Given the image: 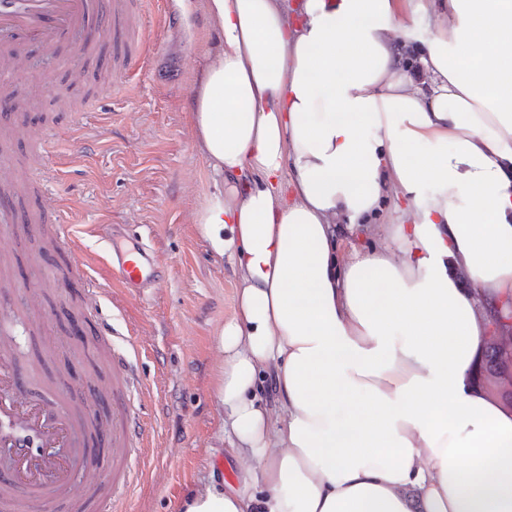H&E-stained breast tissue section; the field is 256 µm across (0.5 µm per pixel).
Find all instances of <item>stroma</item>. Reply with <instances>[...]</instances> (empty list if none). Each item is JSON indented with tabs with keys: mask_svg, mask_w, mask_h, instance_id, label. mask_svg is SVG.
I'll return each instance as SVG.
<instances>
[{
	"mask_svg": "<svg viewBox=\"0 0 512 512\" xmlns=\"http://www.w3.org/2000/svg\"><path fill=\"white\" fill-rule=\"evenodd\" d=\"M164 14L172 23H159ZM148 19L149 55L129 74L114 69L111 40L87 57L66 39L49 50L29 46L17 69L0 75L21 84V100L38 105L15 111L14 122L52 132L39 154L27 138L1 142L0 173L46 178L40 194L11 201L10 209L58 210L53 237L72 238L88 277L109 285L98 302L99 322L118 350L136 351L150 451L140 484L117 512H180L200 487L243 480L213 392L216 335L233 313L238 279L193 222L214 182L196 146L188 101L219 34L201 11L185 14L178 0H151ZM77 67L86 78L75 84ZM100 224L112 225L124 244L145 243L159 256L157 287L108 282L106 245L94 232ZM39 244L18 224L0 234V252L17 260L8 286L0 287V315L23 313L9 326L18 357L35 364L38 381L57 372L93 375L109 389L108 361L89 367L70 356L71 292L54 282L57 265L68 258L61 253L47 264L37 255Z\"/></svg>",
	"mask_w": 512,
	"mask_h": 512,
	"instance_id": "35a3bbf8",
	"label": "stroma"
}]
</instances>
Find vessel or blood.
I'll return each mask as SVG.
<instances>
[{
	"instance_id": "1",
	"label": "vessel or blood",
	"mask_w": 512,
	"mask_h": 512,
	"mask_svg": "<svg viewBox=\"0 0 512 512\" xmlns=\"http://www.w3.org/2000/svg\"><path fill=\"white\" fill-rule=\"evenodd\" d=\"M144 0H0V67L10 68L22 46L84 35L86 49L109 36L124 62L146 50L140 25ZM159 261L152 250L128 255L109 248L108 275L125 286L147 287ZM14 342L0 333V512L20 499L57 504L67 512H113L138 485L137 462L148 446L138 402L143 383L127 355L111 352L112 412L103 414L96 386L76 395L35 394L32 375L13 358Z\"/></svg>"
}]
</instances>
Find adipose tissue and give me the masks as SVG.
<instances>
[{
    "mask_svg": "<svg viewBox=\"0 0 512 512\" xmlns=\"http://www.w3.org/2000/svg\"><path fill=\"white\" fill-rule=\"evenodd\" d=\"M180 2L220 33L194 222L240 275L214 392L248 477L184 512H512V403L481 371L512 334V0ZM388 200L405 222L347 248L337 219Z\"/></svg>",
    "mask_w": 512,
    "mask_h": 512,
    "instance_id": "1",
    "label": "adipose tissue"
}]
</instances>
